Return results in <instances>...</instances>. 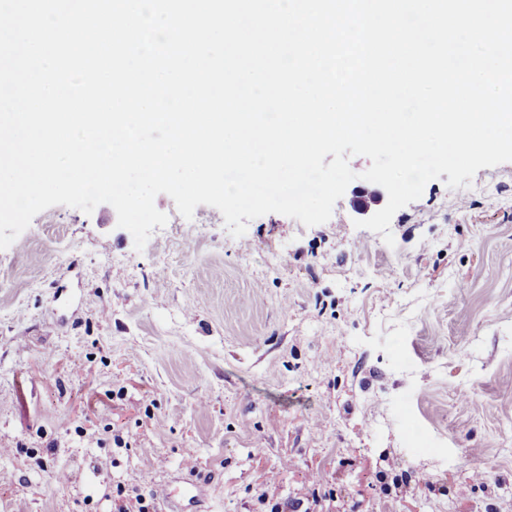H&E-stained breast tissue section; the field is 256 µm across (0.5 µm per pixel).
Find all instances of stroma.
<instances>
[{
	"label": "stroma",
	"mask_w": 512,
	"mask_h": 512,
	"mask_svg": "<svg viewBox=\"0 0 512 512\" xmlns=\"http://www.w3.org/2000/svg\"><path fill=\"white\" fill-rule=\"evenodd\" d=\"M349 164L312 227L235 238L161 194L143 251L107 204L0 250V512L178 481L182 512H512V162L429 182L391 246L355 227L388 195Z\"/></svg>",
	"instance_id": "35a3bbf8"
}]
</instances>
